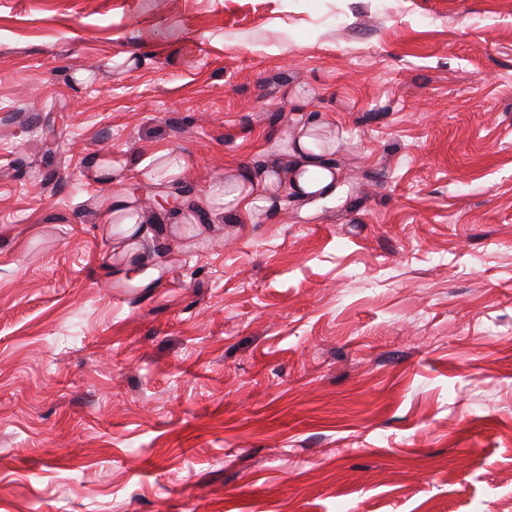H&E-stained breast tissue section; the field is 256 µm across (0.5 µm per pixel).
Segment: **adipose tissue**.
Masks as SVG:
<instances>
[{"instance_id": "ef3b65f1", "label": "adipose tissue", "mask_w": 512, "mask_h": 512, "mask_svg": "<svg viewBox=\"0 0 512 512\" xmlns=\"http://www.w3.org/2000/svg\"><path fill=\"white\" fill-rule=\"evenodd\" d=\"M324 127L321 114L310 110L301 116L291 150L293 163L285 175L294 192L319 202L335 199L340 192L337 170L331 160L336 143L320 139ZM281 176L274 162L258 170L242 169L234 177L210 185L207 200L223 203L226 212L249 217L272 207L273 191Z\"/></svg>"}]
</instances>
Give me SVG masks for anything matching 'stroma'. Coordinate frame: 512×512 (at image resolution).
Masks as SVG:
<instances>
[{"label": "stroma", "mask_w": 512, "mask_h": 512, "mask_svg": "<svg viewBox=\"0 0 512 512\" xmlns=\"http://www.w3.org/2000/svg\"><path fill=\"white\" fill-rule=\"evenodd\" d=\"M0 512H512V0H0ZM309 110L300 114L299 133L292 147L293 163L287 173L291 189L318 202L336 199L340 192L337 170L330 159L336 150V135L323 142L319 132L327 127L322 115ZM129 166V159L122 155H114L109 159L92 156L87 161L88 169L94 172L99 180H112L117 186L124 182L121 177L128 171ZM279 179V167L275 162L258 170L240 169L231 179L210 185L206 201L208 204L222 201L225 212L249 218L272 207V192Z\"/></svg>", "instance_id": "obj_1"}]
</instances>
